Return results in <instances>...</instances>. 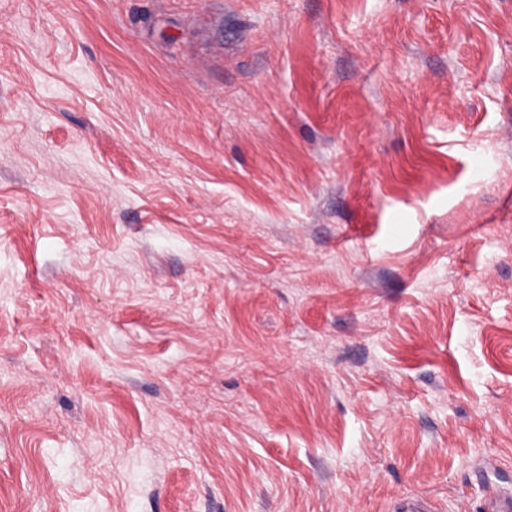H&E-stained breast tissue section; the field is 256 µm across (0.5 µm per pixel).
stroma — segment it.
Listing matches in <instances>:
<instances>
[{"label":"stroma","instance_id":"stroma-1","mask_svg":"<svg viewBox=\"0 0 512 512\" xmlns=\"http://www.w3.org/2000/svg\"><path fill=\"white\" fill-rule=\"evenodd\" d=\"M491 485L512 0H0V512Z\"/></svg>","mask_w":512,"mask_h":512}]
</instances>
